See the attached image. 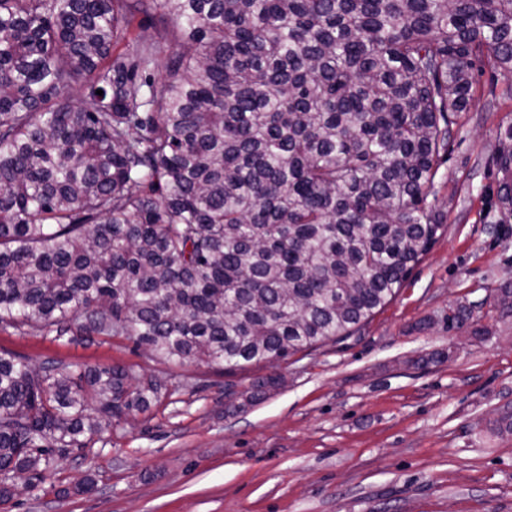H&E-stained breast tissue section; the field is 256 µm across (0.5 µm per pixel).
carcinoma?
<instances>
[{"label":"carcinoma","instance_id":"cac0c4a2","mask_svg":"<svg viewBox=\"0 0 512 512\" xmlns=\"http://www.w3.org/2000/svg\"><path fill=\"white\" fill-rule=\"evenodd\" d=\"M487 68L512 0H0V327L226 372L354 335L440 235ZM168 393L0 351V501Z\"/></svg>","mask_w":512,"mask_h":512}]
</instances>
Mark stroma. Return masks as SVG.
Listing matches in <instances>:
<instances>
[{
	"mask_svg": "<svg viewBox=\"0 0 512 512\" xmlns=\"http://www.w3.org/2000/svg\"><path fill=\"white\" fill-rule=\"evenodd\" d=\"M512 77L485 70L452 130L434 191L443 229L356 335L231 373L163 362L125 336L0 329V351L41 366L119 365L168 397L16 480L0 512H512V218L498 203L497 133ZM470 318L449 327L448 314ZM276 376L281 384L255 394Z\"/></svg>",
	"mask_w": 512,
	"mask_h": 512,
	"instance_id": "35a3bbf8",
	"label": "stroma"
}]
</instances>
